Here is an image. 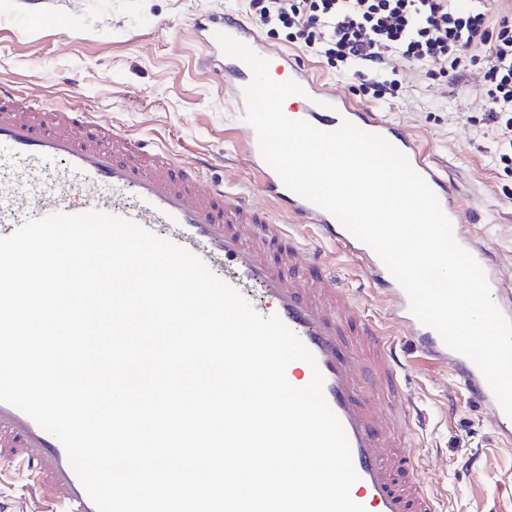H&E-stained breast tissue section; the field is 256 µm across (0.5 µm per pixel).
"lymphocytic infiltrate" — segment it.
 <instances>
[{"mask_svg":"<svg viewBox=\"0 0 512 512\" xmlns=\"http://www.w3.org/2000/svg\"><path fill=\"white\" fill-rule=\"evenodd\" d=\"M258 26L282 25L291 42L367 78L378 100L395 97L393 58L438 66L451 83L484 71L487 118L512 159V0H251Z\"/></svg>","mask_w":512,"mask_h":512,"instance_id":"1","label":"lymphocytic infiltrate"}]
</instances>
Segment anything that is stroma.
<instances>
[{"mask_svg":"<svg viewBox=\"0 0 512 512\" xmlns=\"http://www.w3.org/2000/svg\"><path fill=\"white\" fill-rule=\"evenodd\" d=\"M67 17L71 29L33 26L35 13ZM237 14L253 24L249 0H0V85L51 106L73 104L130 134L156 140L192 161L211 156L209 178L267 199L243 150L225 140L232 104L217 78L198 66L194 20ZM271 51L300 65L416 135L458 189L470 236L493 255L498 277L512 284V168L500 160L494 124L487 122L481 70L467 89L448 93L436 67L398 62L399 93L376 101L360 80L326 57L287 40L280 26L262 29ZM405 391L423 420L414 443L428 489L447 512H512V445L501 444L491 415L450 368L418 364Z\"/></svg>","mask_w":512,"mask_h":512,"instance_id":"stroma-1","label":"stroma"}]
</instances>
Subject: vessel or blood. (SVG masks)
Here are the masks:
<instances>
[{"instance_id": "b4317fda", "label": "vessel or blood", "mask_w": 512, "mask_h": 512, "mask_svg": "<svg viewBox=\"0 0 512 512\" xmlns=\"http://www.w3.org/2000/svg\"><path fill=\"white\" fill-rule=\"evenodd\" d=\"M195 28L202 60L223 79L237 113L245 111L243 89L251 71L223 55L215 38L219 32L267 57L278 81L302 87V94L288 99V118L324 132L347 121L381 135L405 155L437 197L456 241L483 268L494 303L512 319V289L497 277L491 253L466 235L468 216L458 205L457 189L430 163L420 140L379 111L322 84L288 55H270L261 36L235 16L212 17ZM237 126L247 160L260 177L259 189L274 207H260L249 196L203 178L207 159L180 161L96 113L71 106L46 110L0 86V223L14 231L54 213L117 215L189 250L239 292L259 289L265 299L260 314L278 316L316 360L312 366L292 362L288 381L305 386L316 369L324 377V397L346 432L359 476L352 499L366 512H444L410 442L416 416L405 398L397 337H410L421 357L450 365L472 398L491 412L499 438L512 437V417L477 365L412 314L406 291L373 249L331 213L287 188L263 160L254 129L242 120ZM310 227L362 260L370 293L388 310L385 319L367 316L361 299L339 286L328 258L309 241ZM0 447L12 449L26 479V500L17 512H97L61 442L7 403H0Z\"/></svg>"}]
</instances>
